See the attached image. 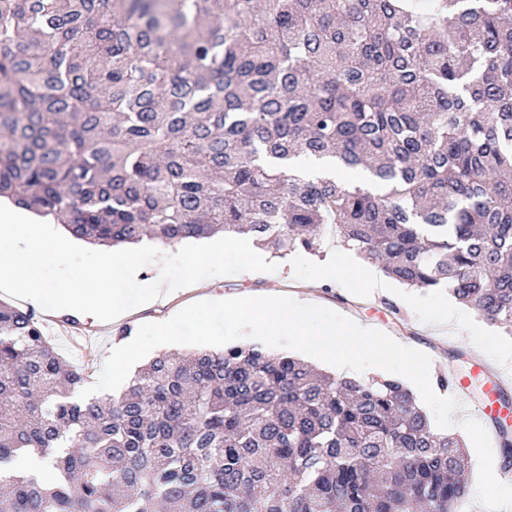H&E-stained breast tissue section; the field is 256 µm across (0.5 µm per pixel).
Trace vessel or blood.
I'll use <instances>...</instances> for the list:
<instances>
[{"label":"vessel or blood","mask_w":512,"mask_h":512,"mask_svg":"<svg viewBox=\"0 0 512 512\" xmlns=\"http://www.w3.org/2000/svg\"><path fill=\"white\" fill-rule=\"evenodd\" d=\"M477 385L481 386L482 395L476 399L472 391ZM452 389L462 399H476L478 417L490 434H497L500 422L512 419V401L507 398L512 388L482 358H475L467 373L453 377Z\"/></svg>","instance_id":"1"}]
</instances>
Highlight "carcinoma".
<instances>
[{
    "label": "carcinoma",
    "mask_w": 512,
    "mask_h": 512,
    "mask_svg": "<svg viewBox=\"0 0 512 512\" xmlns=\"http://www.w3.org/2000/svg\"><path fill=\"white\" fill-rule=\"evenodd\" d=\"M363 170L375 188L297 160ZM0 196L99 246L328 234L512 334V0H0ZM0 302V512H455L463 442L405 385L257 345L78 400ZM512 467V430H500ZM55 458L56 485L15 474Z\"/></svg>",
    "instance_id": "cac0c4a2"
}]
</instances>
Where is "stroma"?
Here are the masks:
<instances>
[{
    "label": "stroma",
    "mask_w": 512,
    "mask_h": 512,
    "mask_svg": "<svg viewBox=\"0 0 512 512\" xmlns=\"http://www.w3.org/2000/svg\"><path fill=\"white\" fill-rule=\"evenodd\" d=\"M353 273L360 287L346 288L332 281L314 288L324 307L365 327L381 330L399 343L422 351L437 353L442 361L437 374L446 378L467 369L470 354L482 356L491 366L512 379V337L498 327L486 324L471 309L450 298L447 289L422 290L391 282L386 292L375 288L380 269L354 257ZM287 274L285 268L272 273L244 272L237 276L208 278L202 288L209 299L221 300L249 290L271 288ZM162 301L130 310L124 317L94 325L54 317L44 310L36 316L51 336L60 354L81 364L85 386L94 385L115 342L133 339L139 326L166 314ZM451 431L468 438L466 450L469 485L499 489L497 501L488 502L483 512H512V471L501 466L500 444L480 436V421L475 403L464 404L453 415Z\"/></svg>",
    "instance_id": "obj_1"
}]
</instances>
